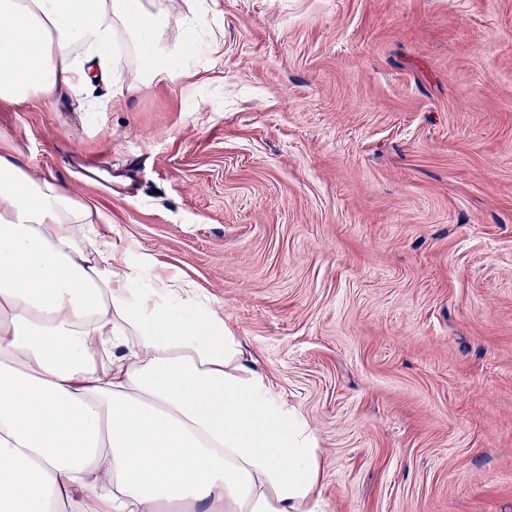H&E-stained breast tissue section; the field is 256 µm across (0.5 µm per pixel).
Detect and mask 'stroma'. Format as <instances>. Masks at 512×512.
<instances>
[{"label":"stroma","mask_w":512,"mask_h":512,"mask_svg":"<svg viewBox=\"0 0 512 512\" xmlns=\"http://www.w3.org/2000/svg\"><path fill=\"white\" fill-rule=\"evenodd\" d=\"M205 3L192 78L0 141L248 338L324 512H512V0Z\"/></svg>","instance_id":"obj_1"}]
</instances>
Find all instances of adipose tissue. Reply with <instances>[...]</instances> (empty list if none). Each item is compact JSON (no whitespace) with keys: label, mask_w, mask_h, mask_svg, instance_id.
Masks as SVG:
<instances>
[{"label":"adipose tissue","mask_w":512,"mask_h":512,"mask_svg":"<svg viewBox=\"0 0 512 512\" xmlns=\"http://www.w3.org/2000/svg\"><path fill=\"white\" fill-rule=\"evenodd\" d=\"M201 0H0V103L172 78ZM183 30L177 48L171 27ZM0 146V512H320L318 441L192 282Z\"/></svg>","instance_id":"ef3b65f1"}]
</instances>
